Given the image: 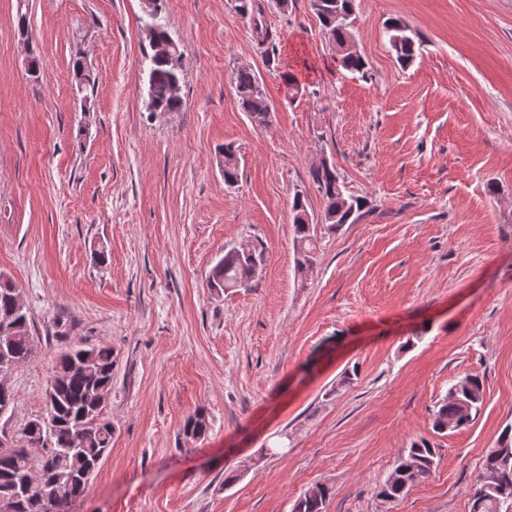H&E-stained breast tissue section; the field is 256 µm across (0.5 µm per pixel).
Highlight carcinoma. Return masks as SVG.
Wrapping results in <instances>:
<instances>
[{
  "mask_svg": "<svg viewBox=\"0 0 512 512\" xmlns=\"http://www.w3.org/2000/svg\"><path fill=\"white\" fill-rule=\"evenodd\" d=\"M235 10L252 31L266 43L273 35L265 24L261 0H234ZM355 0H311L312 8L336 54V63L351 73H364L362 55L343 51L353 42L350 17ZM149 45L171 38L166 17L157 16L143 22ZM391 51L402 67L411 65L420 54L422 41L399 18L385 23ZM147 71V106L166 112H178L183 98L175 95L174 86L183 80L180 56H144ZM240 105L258 123L269 116V101L255 72L241 68L234 76ZM311 176L324 202L322 223L333 231L344 224H354L363 214L367 200L347 190L332 166H318ZM296 263L311 265L317 253V225L309 219L304 197L292 201ZM265 249L255 247L250 254L229 250L213 268L209 284L216 290L249 288L254 267L264 262ZM10 346L14 368L29 362L35 353L31 322L26 308L18 306L12 285L0 281V342ZM112 347L76 345L64 351L56 365L57 382L46 400V413L25 424L19 445L0 450V498L15 500L16 512H71V506L88 489L89 483L112 445V422L105 407L95 408L88 402L90 390L97 385L112 384ZM484 403V383L477 375L466 374L454 380L448 394L434 412L433 427L438 432L468 426ZM86 430L83 446L73 448L71 436L76 427ZM208 432L202 413L188 416L181 427L184 439L197 441ZM435 468V452L423 441H414L399 454L388 478L379 486L378 496L386 502L402 498L417 483L430 476ZM496 477L495 486L483 488L475 480L471 489L470 512H502L512 506V425L505 426L496 443L483 457L479 476ZM331 488L321 486L318 495H303L293 504L292 512H325Z\"/></svg>",
  "mask_w": 512,
  "mask_h": 512,
  "instance_id": "1",
  "label": "carcinoma"
}]
</instances>
